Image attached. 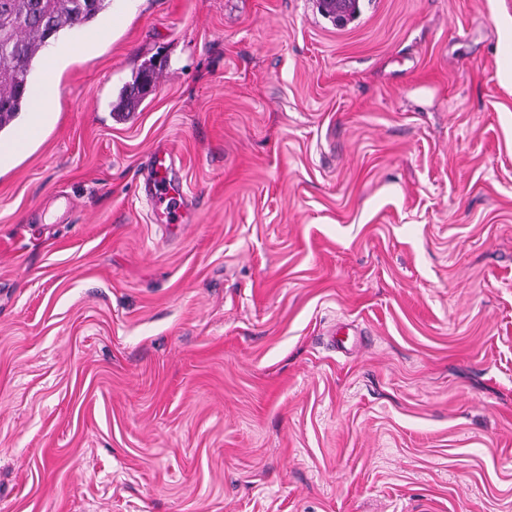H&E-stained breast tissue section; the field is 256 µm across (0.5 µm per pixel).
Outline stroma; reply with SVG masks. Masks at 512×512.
<instances>
[{
	"label": "stroma",
	"mask_w": 512,
	"mask_h": 512,
	"mask_svg": "<svg viewBox=\"0 0 512 512\" xmlns=\"http://www.w3.org/2000/svg\"><path fill=\"white\" fill-rule=\"evenodd\" d=\"M358 5L59 35L0 159V512H512V0ZM69 54L65 50H56L47 56L43 66L42 81L33 93L32 104L35 115L33 122L30 126L19 130L12 139L0 140V159L22 151L27 141L31 138L30 133L36 132L39 121L46 112L47 101L50 98L54 85L55 74L66 64ZM156 66L152 63L145 66L136 76L132 84L125 86L120 94L119 102L113 108L114 112H135L146 96L144 91L143 81L145 78L150 77L151 82L153 75L156 72ZM151 82H146V89L149 88ZM173 161L174 156L171 151L159 146L150 154L146 162L148 173L143 183V191L154 202L155 213L162 217V224L166 222L165 215L161 211L164 201L172 195L179 197L182 195L180 186L172 183L165 175Z\"/></svg>",
	"instance_id": "obj_1"
}]
</instances>
